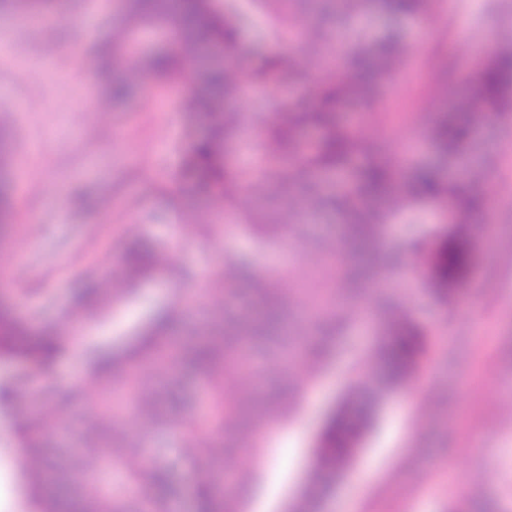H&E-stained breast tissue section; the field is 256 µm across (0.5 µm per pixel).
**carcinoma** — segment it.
Returning <instances> with one entry per match:
<instances>
[{"mask_svg":"<svg viewBox=\"0 0 512 512\" xmlns=\"http://www.w3.org/2000/svg\"><path fill=\"white\" fill-rule=\"evenodd\" d=\"M251 9L266 18L279 42L297 43L319 61L330 59L335 77L318 91L311 105L292 103L276 96L281 86L298 82L303 70L286 52L271 53L261 42L245 46L236 30L245 17L233 0L220 12L214 0H124L119 23L102 37L98 54V81L115 96H131L142 90L144 77L158 83L187 79L188 65L198 52L207 49L218 61L205 71L207 88L193 91L187 110L207 120L206 136L189 144L183 157V170L208 186L216 202L214 213L229 212L258 244L300 239L304 211H332L345 224L349 266L335 272L336 254L327 249L326 292L357 296L371 288L383 270L380 243L386 225L402 217L410 219L423 207H434L444 215V225L436 238L417 243L418 264L425 270V284L436 292L440 302L452 306L457 284L471 258L472 242L485 234L472 222L473 214L485 201L471 189L480 165L474 160V131L497 115L512 112V38L499 52L485 61L475 75L478 86L473 95L456 99L455 112L434 107L425 136L447 162L465 165L468 178L450 180L443 173L409 165L390 157L379 141L366 137L362 129L344 121L347 107H361L366 116L383 118V88L407 67L411 49L396 34L387 32L368 40L356 31V24L367 10L374 9L390 18L434 16L438 0H247ZM60 0H0L6 8L30 15L56 7ZM295 4L314 10L330 8L340 23L350 29L339 57H330L326 48L329 34L318 26L300 27L292 19ZM145 29L162 31L165 45L142 57L130 71L115 67V47L138 44ZM270 90L266 106L248 112L239 107L240 94L249 84ZM257 131L266 152L267 166L258 173L230 167L227 156L236 147L244 124ZM9 154L0 148V222L10 213L4 174ZM336 175L339 186L326 190L319 177ZM275 187L288 198L280 209L260 210L242 206L239 191L247 189L261 198ZM253 266L246 256H226L211 276L206 291L211 296L237 287L247 279V288L256 295L261 310L249 330L243 332L229 319L209 325L198 336H178L176 330L187 323L190 312L181 301L166 308L165 317L154 322L128 348L105 357L94 348L85 351L86 376L101 394L88 412L81 428L80 449L73 453L72 468L84 473L82 485L66 487L64 478L54 474L48 463L50 448L41 434L63 422L67 402L58 400L46 410L39 408L13 418L14 404L23 394L31 367L40 373L51 370L60 355L74 344V336L92 326L125 299L138 282L161 274H174L168 254L159 249L146 251L131 241L122 259L102 272L88 275L87 292L73 295L63 308L57 329L37 332L25 319L0 303V415L12 420L14 443L25 448L32 460L24 475L32 512H169L168 503L175 488L171 470L149 460L142 451V439L151 430L174 425L172 409L188 405L182 378L194 377L210 388V407L202 419H181L179 428L189 453L209 457L210 475L195 493V512H235L215 499L209 485L223 471V455L215 448L200 446L202 439L221 442L240 430L243 415L252 407L239 393L231 375L239 364L243 336L253 339L288 338L286 313L299 289L291 287L290 272L274 276H245L243 267ZM393 324L391 337L371 355L369 362L378 374L356 381L346 392L339 411H330L322 425L321 443L314 461L315 478L305 491L308 501L322 491L320 480L337 474L347 465L353 448L371 422L373 411L386 394L407 382L419 367L424 334L413 325L410 312L396 308L388 313ZM298 393L275 400L276 409L267 411L265 425L287 416L296 406ZM124 402L135 411L141 428L128 435L115 428L114 404ZM119 458L129 488L151 492L146 502L112 491V462Z\"/></svg>","mask_w":512,"mask_h":512,"instance_id":"cac0c4a2","label":"carcinoma"}]
</instances>
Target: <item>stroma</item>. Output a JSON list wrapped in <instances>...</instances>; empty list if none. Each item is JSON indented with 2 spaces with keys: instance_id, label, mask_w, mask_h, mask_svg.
Wrapping results in <instances>:
<instances>
[{
  "instance_id": "obj_1",
  "label": "stroma",
  "mask_w": 512,
  "mask_h": 512,
  "mask_svg": "<svg viewBox=\"0 0 512 512\" xmlns=\"http://www.w3.org/2000/svg\"><path fill=\"white\" fill-rule=\"evenodd\" d=\"M118 0H67L45 14L43 26L12 23L0 11V138L14 156L8 174L13 208L0 236V299L37 331L57 321V305L80 288L85 275L119 258L127 233L137 231L167 250L174 279L139 282L98 321L94 335L81 337L38 377L39 387L68 394L72 428H79L97 400L95 386L83 384L84 350L122 348L167 307L181 289L200 292V270H215L225 253L250 255L257 270L289 265L303 285L321 275L323 246L343 254L342 220L333 212L308 218L304 241L261 248L235 223L216 235L172 241L169 227L186 211L193 222L208 221V194L178 180L179 155L186 141L202 137L206 125L186 119L179 103L185 85L156 90L146 82L141 94L117 108L98 112L86 102L101 93L93 49L117 17ZM437 26L420 20L367 17L369 35L396 31L412 57L387 96L396 105L404 94L415 100L402 121L365 122L359 108L345 116L365 122L371 136L393 154L412 153L421 164L440 159L423 136L432 98L453 110L456 98L474 93L470 76L482 64L478 43L512 31V0H440ZM490 155L485 178L474 191L487 206L476 216L512 241V118L486 122L476 138ZM387 300L407 305L414 320L430 331L420 369L379 405L371 427L357 442L347 469L326 483L310 512H344L346 495L356 512H456L463 504L492 503L512 512V258L484 242L453 309L434 292L409 293L403 278L387 281ZM387 338L379 320L350 322L332 334L333 352L324 366L305 378L316 399L308 413L294 412L254 447L253 415L226 442V471L252 472L241 493L225 489L236 512H294L308 485L324 414L337 406L356 378L366 353ZM267 342L250 352L265 371L239 382L242 391L273 396L290 377L276 365ZM153 457L170 464L178 477L176 496L189 512L199 485L201 461L184 454L178 434L166 429L148 436ZM0 422V512H29L18 477L23 467Z\"/></svg>"
}]
</instances>
